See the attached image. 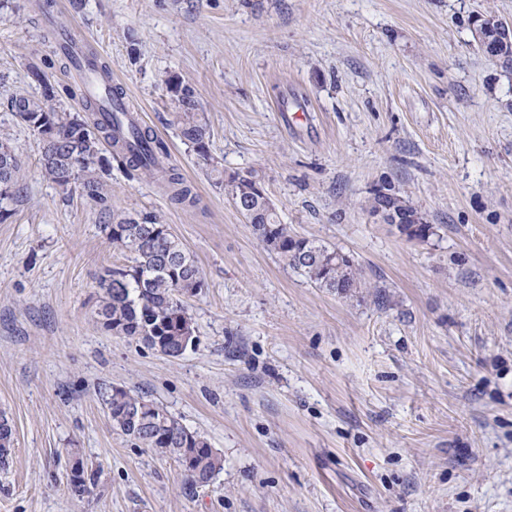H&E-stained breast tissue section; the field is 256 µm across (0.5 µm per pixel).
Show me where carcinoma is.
<instances>
[{
    "label": "carcinoma",
    "mask_w": 512,
    "mask_h": 512,
    "mask_svg": "<svg viewBox=\"0 0 512 512\" xmlns=\"http://www.w3.org/2000/svg\"><path fill=\"white\" fill-rule=\"evenodd\" d=\"M36 77L42 86V98H15L11 110L36 133L45 125L55 130L56 142L42 144V170L49 180L64 190L77 183L87 198L106 203L102 174L111 167L106 156V148L110 147L113 158L127 167L160 179L171 200L184 206L195 204V196L182 175L173 168L159 166V158L167 153L164 142L141 128L129 113L106 112L105 101L90 95L84 96L85 115L67 112L56 106L57 89L47 76L38 73ZM172 102L180 137L200 157L210 160L207 125L200 115L195 91L177 96ZM47 105L52 111H43ZM20 171V161L12 147L0 141L3 217L7 214L4 203L14 200L20 191ZM212 171L218 174V182L224 185L231 201L251 198V214L246 220L263 246L285 266L300 271L316 286L330 292L345 297L359 292L361 274L353 258L318 240L297 236L289 225L281 222L273 204L255 193L257 175L249 171L241 178H227L216 164ZM383 200L389 205L392 219L408 223L410 216L419 212L397 194L376 192L369 213L377 212ZM107 229L112 246L128 255L129 264L107 268L100 275L97 322L115 336L136 339L170 358L181 357L196 341L192 319L181 300L203 286L194 255L153 212L119 215L112 218ZM106 405L113 430L140 448L176 458L186 472L189 486H206L223 469V457L207 439L189 431L156 402L114 386ZM13 447L12 424L1 412L0 465L8 463ZM71 457L81 463V468L69 471L71 491L78 496L94 493L99 486L101 467L84 462L76 448L71 450Z\"/></svg>",
    "instance_id": "1"
}]
</instances>
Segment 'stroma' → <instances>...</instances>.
Returning <instances> with one entry per match:
<instances>
[{
  "instance_id": "1",
  "label": "stroma",
  "mask_w": 512,
  "mask_h": 512,
  "mask_svg": "<svg viewBox=\"0 0 512 512\" xmlns=\"http://www.w3.org/2000/svg\"><path fill=\"white\" fill-rule=\"evenodd\" d=\"M0 0V137L23 188L0 221V411L15 430L0 512H512V68L471 20L512 0ZM90 43L168 145L196 203L113 165L107 206L46 178L11 112L82 109L53 54ZM192 86L211 161L180 136L169 76ZM256 172L282 223L349 254L367 286L315 287L257 239L213 165ZM385 189L434 235L369 213ZM154 212L195 256L198 343L171 359L104 331L105 226ZM121 386L165 407L224 458L205 487L113 431ZM103 467L67 487L69 449Z\"/></svg>"
}]
</instances>
